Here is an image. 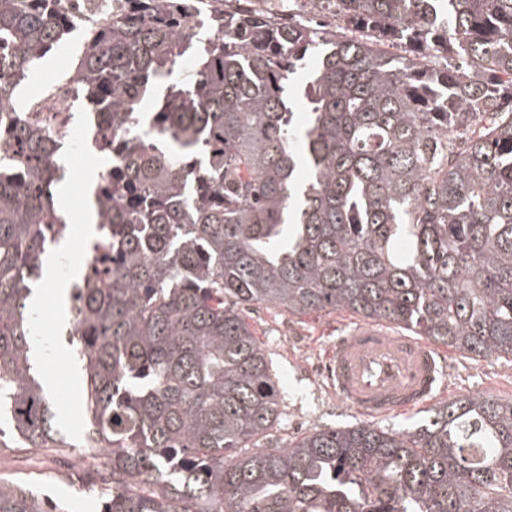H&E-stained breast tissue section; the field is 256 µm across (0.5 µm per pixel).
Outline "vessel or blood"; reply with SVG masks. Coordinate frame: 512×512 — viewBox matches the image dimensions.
<instances>
[{
    "instance_id": "obj_1",
    "label": "vessel or blood",
    "mask_w": 512,
    "mask_h": 512,
    "mask_svg": "<svg viewBox=\"0 0 512 512\" xmlns=\"http://www.w3.org/2000/svg\"><path fill=\"white\" fill-rule=\"evenodd\" d=\"M444 358L423 340L376 325L341 332L327 374L343 401L366 416L383 417L428 403Z\"/></svg>"
}]
</instances>
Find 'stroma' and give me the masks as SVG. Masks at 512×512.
I'll return each mask as SVG.
<instances>
[{"label":"stroma","mask_w":512,"mask_h":512,"mask_svg":"<svg viewBox=\"0 0 512 512\" xmlns=\"http://www.w3.org/2000/svg\"><path fill=\"white\" fill-rule=\"evenodd\" d=\"M245 317L262 343L279 388L280 418L270 429L268 442L285 445L317 428H342L367 423V416L342 401L323 372L324 352L336 336L337 324L368 326V319L344 311L292 315L270 305L246 306ZM437 402L462 395H492L512 399V356L480 358L447 351L446 369ZM79 449L49 455L29 463L19 458L0 459V478L23 481L38 496L57 504V512H89L99 503L98 492L70 486L63 476L79 469Z\"/></svg>","instance_id":"stroma-1"}]
</instances>
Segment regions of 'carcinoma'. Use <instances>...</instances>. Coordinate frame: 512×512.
<instances>
[{
  "label": "carcinoma",
  "instance_id": "obj_1",
  "mask_svg": "<svg viewBox=\"0 0 512 512\" xmlns=\"http://www.w3.org/2000/svg\"><path fill=\"white\" fill-rule=\"evenodd\" d=\"M0 0V104L73 28ZM357 37L254 0H126L86 28L83 91L112 121L167 87L154 138L129 142L89 197L102 251L70 286L88 417L70 474L103 512H512V400L451 398L413 429L260 438L279 390L244 307L345 311L451 351L512 355V0H320ZM211 33L185 83H167ZM408 46L395 56L381 41ZM427 44L451 61L428 66ZM307 71L299 126L284 98ZM55 146L30 124L0 180V450L69 447L36 377L31 284L66 238ZM0 512H53L0 480Z\"/></svg>",
  "mask_w": 512,
  "mask_h": 512
}]
</instances>
